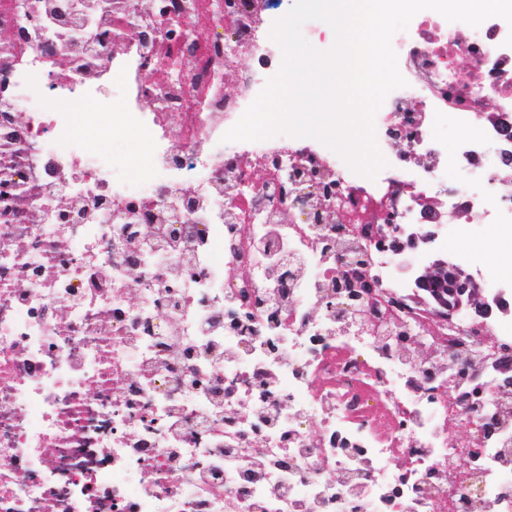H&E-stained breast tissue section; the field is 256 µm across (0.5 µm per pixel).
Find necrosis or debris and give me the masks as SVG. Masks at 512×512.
<instances>
[{
    "instance_id": "obj_1",
    "label": "necrosis or debris",
    "mask_w": 512,
    "mask_h": 512,
    "mask_svg": "<svg viewBox=\"0 0 512 512\" xmlns=\"http://www.w3.org/2000/svg\"><path fill=\"white\" fill-rule=\"evenodd\" d=\"M158 1L126 15L65 0L61 15L34 0L39 23L0 41V183L46 211L0 218V512H512V391L486 396L512 364V320L438 318L396 275L410 245L395 229L419 223L420 198L512 224V168L484 116L488 97L512 110L500 28L461 35L424 10L393 36L406 85L375 134L407 150L371 179L311 138L223 142L281 66L279 0L258 23L249 0L228 18L213 0H162V35L109 40ZM187 27L199 35L180 41ZM46 44L71 59L65 75ZM234 45L251 55L228 95ZM77 120L103 141L138 129L151 163L127 171ZM169 188L190 190L192 223L176 224ZM297 192L302 219L284 223ZM448 249L512 295L467 237ZM423 334L440 344L426 362L408 342Z\"/></svg>"
}]
</instances>
